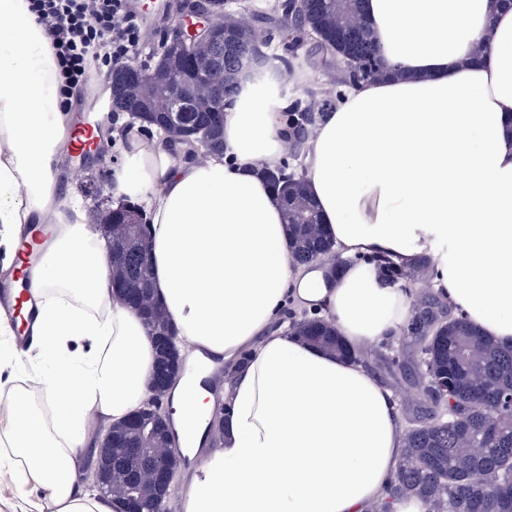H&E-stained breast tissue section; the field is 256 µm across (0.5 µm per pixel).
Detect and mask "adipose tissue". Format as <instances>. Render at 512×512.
Listing matches in <instances>:
<instances>
[{"label":"adipose tissue","mask_w":512,"mask_h":512,"mask_svg":"<svg viewBox=\"0 0 512 512\" xmlns=\"http://www.w3.org/2000/svg\"><path fill=\"white\" fill-rule=\"evenodd\" d=\"M395 74L349 88L325 115L303 168L345 262L295 265L281 198L260 176L282 160L285 102L237 97L224 156L187 160L163 137L139 141L114 173L139 200L153 240V288L188 364L233 369L208 389L183 377L170 422L189 453L223 404L220 448L183 491V512H372L404 452L392 394L361 364L295 336L306 308L351 345L391 337L411 301L376 271L431 257L433 286L482 334L512 343V0H365ZM489 39L486 56L466 63ZM52 38L27 0H0V246L40 225L56 234L21 280L38 306L27 359L38 396L6 406L0 469L46 492L52 512H122L78 485L87 423L119 424L150 396L151 338L110 286L104 239L57 188L73 135Z\"/></svg>","instance_id":"adipose-tissue-1"}]
</instances>
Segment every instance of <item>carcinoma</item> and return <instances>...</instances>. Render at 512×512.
Wrapping results in <instances>:
<instances>
[{"label": "carcinoma", "mask_w": 512, "mask_h": 512, "mask_svg": "<svg viewBox=\"0 0 512 512\" xmlns=\"http://www.w3.org/2000/svg\"><path fill=\"white\" fill-rule=\"evenodd\" d=\"M363 0H311L306 17L290 16L280 3L254 14L253 26L241 25L230 6L224 7V31L236 47L224 51V101L251 87L273 89L280 71L292 68L300 56L314 68L334 78V99H321L308 90L289 99L286 121L289 163L264 169L261 175L279 192L285 205V220L293 260L304 265L327 259L339 266L344 262L321 223L308 191L304 173L294 162L304 157L310 135L326 107L335 103L344 89L388 73L382 50L365 20ZM262 44L266 65L249 80H242L243 58ZM140 105L116 104V113L132 112L141 124H154L165 102L175 95L169 87L131 86ZM209 134V154L224 155L222 117L209 112L189 115ZM130 213H112V272L143 290L139 305L152 333H168L166 313L151 290L150 255L152 239L147 224H130ZM379 276L411 297L412 317L395 335L404 344H384L381 354L386 368L400 373L418 366L427 356L430 370H417L409 380L413 391L405 405V454L384 488L377 512H390L395 501L416 497L425 512H512V410L498 405V396L512 391V346L482 335L458 314L448 301L430 290L415 298L417 281L429 279L432 268L427 258L409 270L388 258L375 261ZM294 332L308 344L341 358L355 359L357 349L349 345L336 328L316 316L290 312ZM446 378L451 391L428 387L429 378ZM154 429L142 437L126 423L112 426L123 446L112 447V489L107 494L127 501L128 483L122 471L136 469L142 479L136 487L139 501L153 498L151 466L167 454L168 431Z\"/></svg>", "instance_id": "obj_1"}]
</instances>
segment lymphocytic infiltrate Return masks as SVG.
<instances>
[{"instance_id":"f902f5d3","label":"lymphocytic infiltrate","mask_w":512,"mask_h":512,"mask_svg":"<svg viewBox=\"0 0 512 512\" xmlns=\"http://www.w3.org/2000/svg\"><path fill=\"white\" fill-rule=\"evenodd\" d=\"M29 9L51 33L61 76L70 87L85 78L103 46H111L118 60L145 42L144 25L128 0H29Z\"/></svg>"}]
</instances>
